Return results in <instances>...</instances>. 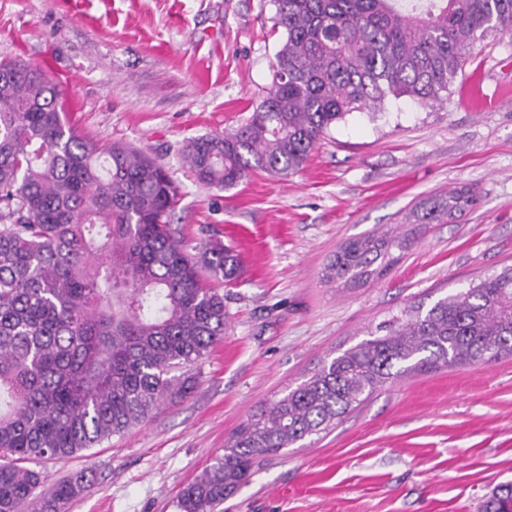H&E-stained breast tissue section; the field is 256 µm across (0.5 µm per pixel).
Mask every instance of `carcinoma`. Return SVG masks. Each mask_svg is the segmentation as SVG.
I'll list each match as a JSON object with an SVG mask.
<instances>
[{
  "label": "carcinoma",
  "mask_w": 512,
  "mask_h": 512,
  "mask_svg": "<svg viewBox=\"0 0 512 512\" xmlns=\"http://www.w3.org/2000/svg\"><path fill=\"white\" fill-rule=\"evenodd\" d=\"M274 2L286 39L266 96L239 127L186 147L203 185L295 172L332 125L390 96L438 100L477 39L512 31V0ZM63 112L43 70L0 61V512H61L90 486L85 472L49 482L29 463L100 445L190 393L191 366L228 322L203 274L231 281L239 268L220 241L188 252L170 224L178 187L163 165L123 144L97 147ZM475 203L453 191L423 203L417 221ZM408 245L351 239L325 277L363 285ZM502 355H512V265L404 308L259 406L181 490L178 512H219L258 458L328 430L390 380ZM484 512H512V488H497Z\"/></svg>",
  "instance_id": "1"
}]
</instances>
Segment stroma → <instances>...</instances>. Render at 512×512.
Listing matches in <instances>:
<instances>
[{
  "label": "stroma",
  "instance_id": "35a3bbf8",
  "mask_svg": "<svg viewBox=\"0 0 512 512\" xmlns=\"http://www.w3.org/2000/svg\"><path fill=\"white\" fill-rule=\"evenodd\" d=\"M273 0H0V59L41 66L68 123L122 143L180 186L173 226L241 258L224 285V340L194 367L192 393L78 455L38 461L48 480L87 471L64 512H178L180 490L261 404L410 305L512 264V33L489 32L440 101L389 99L353 113L287 177L198 183L185 145L243 123L266 95L285 40ZM468 189L473 207L419 226L428 199ZM408 235L381 279L323 277L343 242ZM512 482V356L411 372L335 428L256 468L224 512H482Z\"/></svg>",
  "mask_w": 512,
  "mask_h": 512
}]
</instances>
